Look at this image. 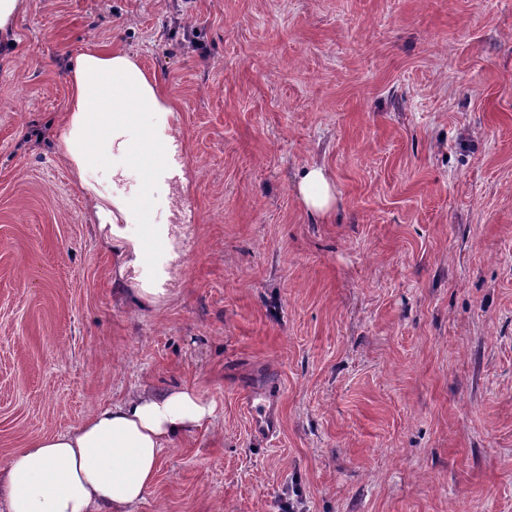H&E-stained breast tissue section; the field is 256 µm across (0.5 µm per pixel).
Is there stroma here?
I'll use <instances>...</instances> for the list:
<instances>
[{"label": "stroma", "mask_w": 512, "mask_h": 512, "mask_svg": "<svg viewBox=\"0 0 512 512\" xmlns=\"http://www.w3.org/2000/svg\"><path fill=\"white\" fill-rule=\"evenodd\" d=\"M15 27L0 462L188 386L215 414L133 512H512V0H29ZM103 45L161 79L192 170L153 304L55 142L64 63ZM297 190L309 211L316 214L330 211L334 202V191L322 168L311 167L307 170L300 179Z\"/></svg>", "instance_id": "1"}]
</instances>
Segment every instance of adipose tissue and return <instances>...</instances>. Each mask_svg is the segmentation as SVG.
<instances>
[{
  "instance_id": "adipose-tissue-1",
  "label": "adipose tissue",
  "mask_w": 512,
  "mask_h": 512,
  "mask_svg": "<svg viewBox=\"0 0 512 512\" xmlns=\"http://www.w3.org/2000/svg\"><path fill=\"white\" fill-rule=\"evenodd\" d=\"M68 104L56 143L92 204L118 274L142 267L146 242L167 239L175 207L155 195L189 183L174 108L157 75L122 48H92L65 62ZM305 207L330 211L331 182L322 168L298 183ZM215 410L195 389L141 393L99 408L71 431L33 439L0 463L6 512H132L154 484L161 454L196 432Z\"/></svg>"
}]
</instances>
